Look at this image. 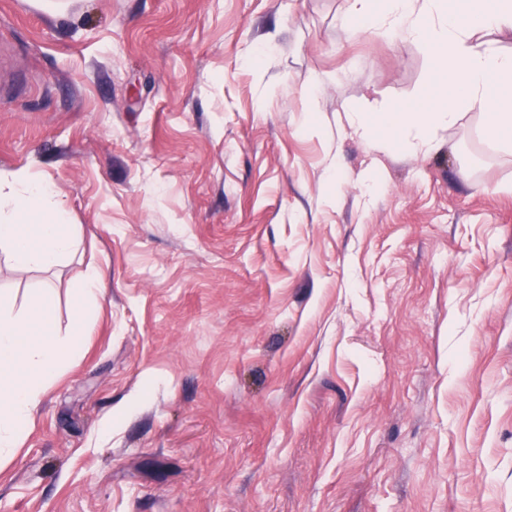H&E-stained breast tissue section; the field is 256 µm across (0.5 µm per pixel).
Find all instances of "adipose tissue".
<instances>
[{"label":"adipose tissue","instance_id":"obj_1","mask_svg":"<svg viewBox=\"0 0 512 512\" xmlns=\"http://www.w3.org/2000/svg\"><path fill=\"white\" fill-rule=\"evenodd\" d=\"M348 23L376 35L421 43L431 60L432 94L414 105L361 107L346 119L358 137L387 143L415 131L423 152L436 149L437 127L454 126L463 108L479 109L487 135L512 144V53L489 36L512 31V0H347ZM68 212L52 187L19 172L0 179V254L21 269L51 270L76 250ZM106 270L82 280L71 328L59 334L49 289L26 309L0 290V457L12 455L27 432L47 384L75 364L105 295Z\"/></svg>","mask_w":512,"mask_h":512}]
</instances>
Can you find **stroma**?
<instances>
[{
    "instance_id": "stroma-1",
    "label": "stroma",
    "mask_w": 512,
    "mask_h": 512,
    "mask_svg": "<svg viewBox=\"0 0 512 512\" xmlns=\"http://www.w3.org/2000/svg\"><path fill=\"white\" fill-rule=\"evenodd\" d=\"M346 5L0 0V176L79 240L0 287L64 333L110 274L0 512H512V149L476 109L429 154L337 133L428 91Z\"/></svg>"
}]
</instances>
